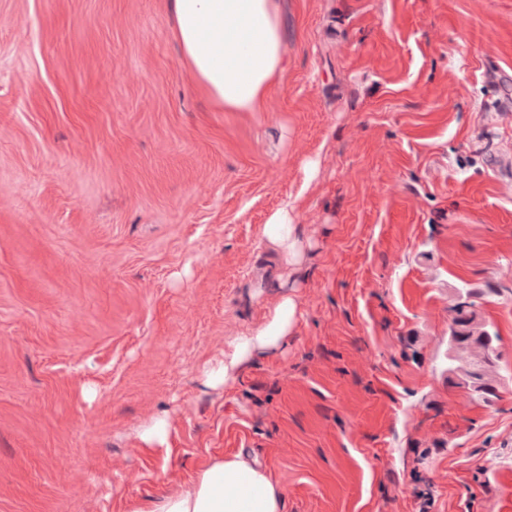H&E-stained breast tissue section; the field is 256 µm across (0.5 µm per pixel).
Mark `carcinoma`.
<instances>
[{
	"label": "carcinoma",
	"instance_id": "carcinoma-1",
	"mask_svg": "<svg viewBox=\"0 0 512 512\" xmlns=\"http://www.w3.org/2000/svg\"><path fill=\"white\" fill-rule=\"evenodd\" d=\"M471 297L470 290L455 289L450 311L454 313L452 322L460 328L450 329L448 336V382L472 400L492 406L502 381L499 337L487 328Z\"/></svg>",
	"mask_w": 512,
	"mask_h": 512
}]
</instances>
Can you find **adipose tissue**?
<instances>
[{"label": "adipose tissue", "mask_w": 512, "mask_h": 512, "mask_svg": "<svg viewBox=\"0 0 512 512\" xmlns=\"http://www.w3.org/2000/svg\"><path fill=\"white\" fill-rule=\"evenodd\" d=\"M174 35L197 83L224 108L258 112L281 68L279 0H168ZM268 247L283 266L299 263L303 244L287 212L264 229ZM294 298L283 296L262 327L235 338L208 381L228 385L257 356L277 348L297 322ZM271 472L245 454L211 458L181 487L134 501L130 512H282Z\"/></svg>", "instance_id": "adipose-tissue-1"}]
</instances>
